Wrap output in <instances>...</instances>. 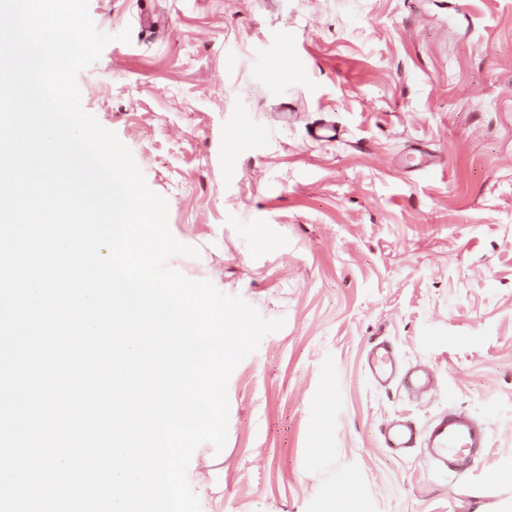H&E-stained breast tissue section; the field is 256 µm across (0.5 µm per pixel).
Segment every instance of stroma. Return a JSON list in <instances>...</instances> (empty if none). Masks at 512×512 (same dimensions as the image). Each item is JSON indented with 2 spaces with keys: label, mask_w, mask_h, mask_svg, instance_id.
I'll use <instances>...</instances> for the list:
<instances>
[{
  "label": "stroma",
  "mask_w": 512,
  "mask_h": 512,
  "mask_svg": "<svg viewBox=\"0 0 512 512\" xmlns=\"http://www.w3.org/2000/svg\"><path fill=\"white\" fill-rule=\"evenodd\" d=\"M114 35L77 76L196 258L172 268L284 327L192 455L201 512H512V0H89ZM130 30L131 40L116 35ZM332 122L339 139L316 141ZM424 149L442 162L425 172ZM432 366L423 398L366 351ZM463 409L458 476L381 429ZM367 366L376 376H385L391 367L390 348L385 343L376 345L367 356Z\"/></svg>",
  "instance_id": "1"
}]
</instances>
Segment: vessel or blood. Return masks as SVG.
<instances>
[{
  "label": "vessel or blood",
  "instance_id": "obj_1",
  "mask_svg": "<svg viewBox=\"0 0 512 512\" xmlns=\"http://www.w3.org/2000/svg\"><path fill=\"white\" fill-rule=\"evenodd\" d=\"M372 374L385 376L391 366V352L386 344L376 345L367 356ZM437 382L434 370L418 368L407 373L402 383L412 394L433 389ZM383 443L392 453L420 447L437 466L460 474L484 456L488 434L484 425L467 412L454 409L435 415L424 430H416L411 422L398 421L382 432Z\"/></svg>",
  "mask_w": 512,
  "mask_h": 512
}]
</instances>
